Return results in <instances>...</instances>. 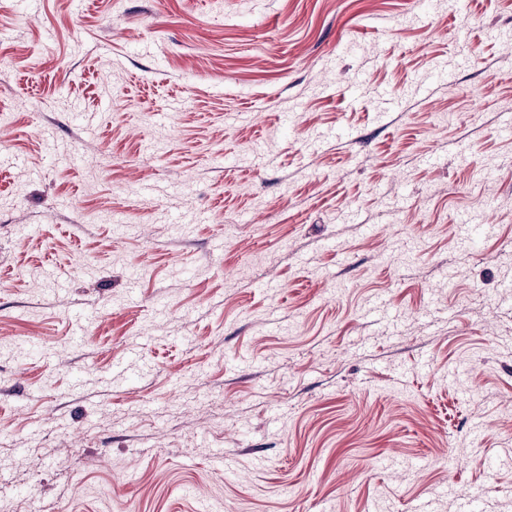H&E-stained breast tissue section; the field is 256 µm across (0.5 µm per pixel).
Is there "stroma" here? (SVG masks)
Wrapping results in <instances>:
<instances>
[{
	"instance_id": "stroma-1",
	"label": "stroma",
	"mask_w": 512,
	"mask_h": 512,
	"mask_svg": "<svg viewBox=\"0 0 512 512\" xmlns=\"http://www.w3.org/2000/svg\"><path fill=\"white\" fill-rule=\"evenodd\" d=\"M512 0H0V512H512Z\"/></svg>"
}]
</instances>
